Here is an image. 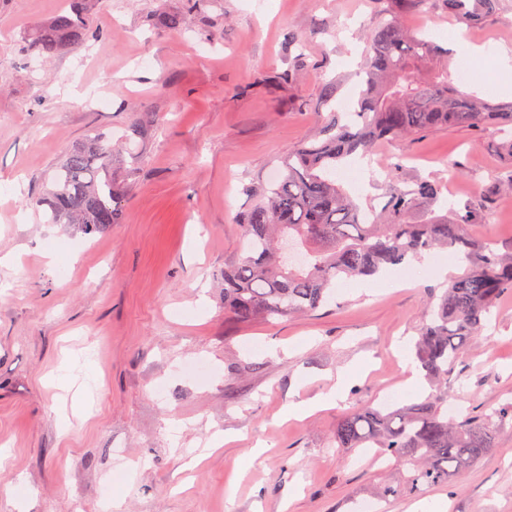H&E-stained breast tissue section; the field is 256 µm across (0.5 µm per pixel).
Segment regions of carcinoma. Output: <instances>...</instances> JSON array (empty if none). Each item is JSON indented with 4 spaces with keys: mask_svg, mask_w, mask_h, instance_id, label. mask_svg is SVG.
I'll use <instances>...</instances> for the list:
<instances>
[{
    "mask_svg": "<svg viewBox=\"0 0 512 512\" xmlns=\"http://www.w3.org/2000/svg\"><path fill=\"white\" fill-rule=\"evenodd\" d=\"M412 0H383L382 19L368 35L365 88L352 112H331L318 135L288 153L286 174L263 187L240 218L244 256L224 268V312L241 323L287 318L331 301L345 279L369 278L448 249L462 271L428 310L416 358L437 386L466 347L482 337L499 297L512 289V249L472 229L475 212L458 221L410 218L419 202L435 204L443 186L430 181L394 189L378 214L355 204L336 181L342 161L377 140L398 141L425 132L489 121L512 126V105L480 99L448 81L437 61L448 50L406 32L398 14ZM500 0H444L458 22L493 16ZM89 0H68L36 31L31 49L51 58L92 36ZM111 138L97 133L70 147L54 167L51 187L37 201L51 224H76L92 233L117 224L124 193L115 184ZM512 421V402L466 416L448 414V397L433 396L394 410L362 407L336 425V447L375 448L389 465L407 462L404 489L419 492L451 478L494 447V428Z\"/></svg>",
    "mask_w": 512,
    "mask_h": 512,
    "instance_id": "1",
    "label": "carcinoma"
}]
</instances>
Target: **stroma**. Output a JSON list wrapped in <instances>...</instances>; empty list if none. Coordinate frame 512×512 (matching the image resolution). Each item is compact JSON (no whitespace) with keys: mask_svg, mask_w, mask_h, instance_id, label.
Masks as SVG:
<instances>
[{"mask_svg":"<svg viewBox=\"0 0 512 512\" xmlns=\"http://www.w3.org/2000/svg\"><path fill=\"white\" fill-rule=\"evenodd\" d=\"M96 0L86 45L52 59L32 34L61 0H0V512H360L405 466H371L333 435L344 416L435 394L413 390L412 341L445 288L448 251L425 266L341 282L329 304L240 324L224 312L226 264L239 255L240 215L323 116L350 109L379 0ZM183 15V28L156 25ZM440 45L462 30L485 51L484 97L512 102V0L460 27L443 0L401 17ZM101 88L106 106L85 101ZM137 161L122 220L86 234L49 224L37 206L52 169L88 135L130 134ZM444 129L375 146L370 163L336 173L362 206L385 207L395 183L442 182L464 216L487 196L479 232L512 247V190L499 187V142ZM397 182L378 173L389 155ZM88 392L59 385L64 366ZM345 371V401L312 414L291 404L328 393ZM512 401V291L485 338L448 375V402L480 411ZM512 512V422L450 484L386 498L384 512Z\"/></svg>","mask_w":512,"mask_h":512,"instance_id":"35a3bbf8","label":"stroma"}]
</instances>
